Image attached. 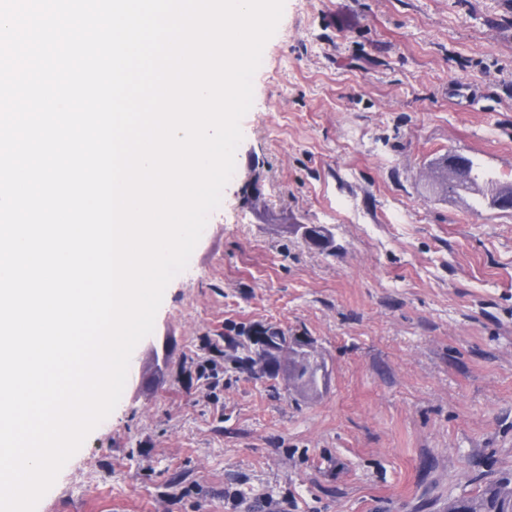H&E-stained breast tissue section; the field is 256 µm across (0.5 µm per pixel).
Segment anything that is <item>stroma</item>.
Instances as JSON below:
<instances>
[{
    "mask_svg": "<svg viewBox=\"0 0 512 512\" xmlns=\"http://www.w3.org/2000/svg\"><path fill=\"white\" fill-rule=\"evenodd\" d=\"M241 129L156 315L165 365L136 346L36 512H438L511 472L512 212L428 169L512 182V0H285ZM271 326L324 363L318 392L235 362ZM448 163L452 165L455 169H457L461 173H467L469 170V178L471 184L476 185L478 181L495 185V189L502 192H507L512 195V185L511 184H500L497 183V177L489 170L484 168L481 164L475 163L471 160V166L468 158L461 156H454L448 160ZM470 167V169H469ZM440 168L441 167H435L431 170L430 182L432 185H438L448 196L457 194L460 190L466 189L458 180L462 177L452 169H449L447 163L442 167L443 170L439 172Z\"/></svg>",
    "mask_w": 512,
    "mask_h": 512,
    "instance_id": "35a3bbf8",
    "label": "stroma"
}]
</instances>
